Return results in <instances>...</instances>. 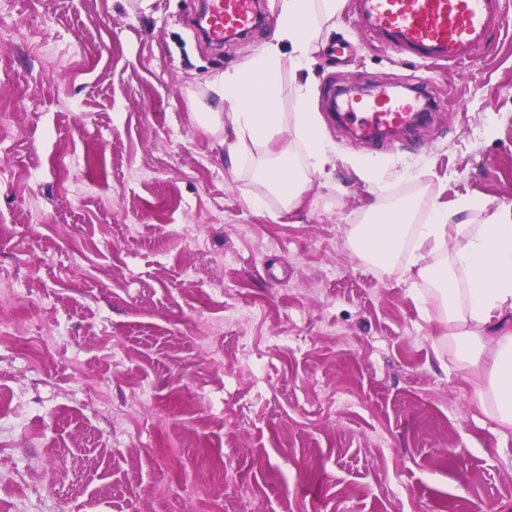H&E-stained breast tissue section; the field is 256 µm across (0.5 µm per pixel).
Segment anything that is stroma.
I'll list each match as a JSON object with an SVG mask.
<instances>
[{
  "mask_svg": "<svg viewBox=\"0 0 512 512\" xmlns=\"http://www.w3.org/2000/svg\"><path fill=\"white\" fill-rule=\"evenodd\" d=\"M198 0H13L0 48V512H512V429L474 403L405 263L358 258L371 205L415 220L512 206V0L475 60L369 44L354 0L309 82L335 152L294 210L261 183L215 80ZM434 101L354 140L330 89ZM382 165L378 179L359 169Z\"/></svg>",
  "mask_w": 512,
  "mask_h": 512,
  "instance_id": "1",
  "label": "stroma"
}]
</instances>
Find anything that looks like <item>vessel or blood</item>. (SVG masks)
<instances>
[{
    "label": "vessel or blood",
    "mask_w": 512,
    "mask_h": 512,
    "mask_svg": "<svg viewBox=\"0 0 512 512\" xmlns=\"http://www.w3.org/2000/svg\"><path fill=\"white\" fill-rule=\"evenodd\" d=\"M204 32L211 45L246 37L260 24L259 0H206ZM502 21L501 0H357L358 33L423 62L462 64L487 45ZM416 103L380 92L349 104L346 117L360 128L401 129Z\"/></svg>",
    "instance_id": "1"
}]
</instances>
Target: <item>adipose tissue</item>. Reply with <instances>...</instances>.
<instances>
[{
  "mask_svg": "<svg viewBox=\"0 0 512 512\" xmlns=\"http://www.w3.org/2000/svg\"><path fill=\"white\" fill-rule=\"evenodd\" d=\"M343 0H279L276 43L217 82L231 111L237 137L229 148L239 157L246 145L270 155L261 179L285 209L302 202L313 175L330 161L324 130L313 112L307 86H299L291 115L280 107V44L291 48L294 70L306 67L322 24ZM292 139H285V131ZM467 211L481 212L474 224ZM349 244L366 262L387 268L404 260L432 286L448 344L458 361L481 379L474 399L499 424L512 427V206L460 200L456 208H432L423 223L411 209L371 207L351 226Z\"/></svg>",
  "mask_w": 512,
  "mask_h": 512,
  "instance_id": "obj_1",
  "label": "adipose tissue"
}]
</instances>
